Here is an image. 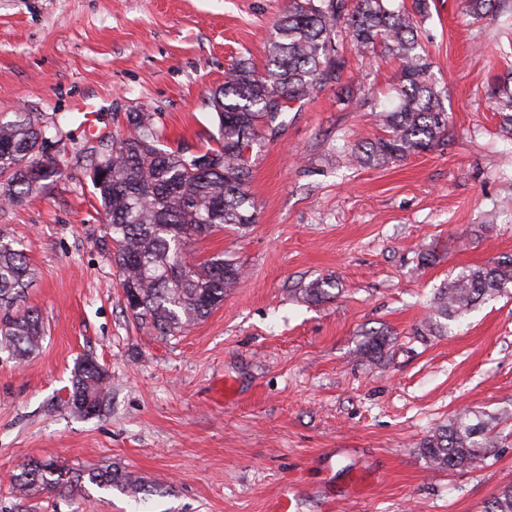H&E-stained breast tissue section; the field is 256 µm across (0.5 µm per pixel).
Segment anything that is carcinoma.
<instances>
[{"mask_svg":"<svg viewBox=\"0 0 512 512\" xmlns=\"http://www.w3.org/2000/svg\"><path fill=\"white\" fill-rule=\"evenodd\" d=\"M505 0H466L475 16L497 13ZM360 50H379L399 61L395 110L383 114L385 136L352 149L361 164L401 161L428 151L449 137L445 89L429 77L430 63L419 52L417 20L391 0H288L269 40L265 70L241 57L212 92L219 136L200 153L157 147L159 129L150 112H131L132 132L107 146L98 163L105 173L92 180L105 212L102 244L121 274L126 310L162 337L177 336L206 318L242 275V268L220 253L193 259L188 244L229 224L239 229L256 222L248 189L253 145L275 135L279 118L296 102L340 82L344 39ZM40 132L29 118L0 121V177L30 190L61 173L59 163L39 157ZM32 269L23 250L0 233V308H9L29 284ZM512 259L493 268L470 267L435 298V312L448 319L477 302L508 292ZM44 326L33 312L0 317V348L23 358L33 353ZM387 335L373 332L360 354L376 359ZM110 376L92 358H83L72 377L69 401L86 415L98 414L108 397ZM503 416L464 408L420 443L438 469H475L498 446L494 429ZM100 487L139 493L149 483L119 469H92L77 476L51 461H34L14 476L16 494L69 493L82 479ZM483 512H512V484L493 495Z\"/></svg>","mask_w":512,"mask_h":512,"instance_id":"1","label":"carcinoma"}]
</instances>
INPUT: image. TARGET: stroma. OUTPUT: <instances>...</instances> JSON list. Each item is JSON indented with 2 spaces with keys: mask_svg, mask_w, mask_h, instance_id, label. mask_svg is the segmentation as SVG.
<instances>
[{
  "mask_svg": "<svg viewBox=\"0 0 512 512\" xmlns=\"http://www.w3.org/2000/svg\"><path fill=\"white\" fill-rule=\"evenodd\" d=\"M288 0H0V120L29 115L54 182L0 207V229L35 278L14 313L46 329L24 359L0 351V512H481L512 484V417L484 466L429 464L423 438L465 406L512 414V294L454 320L433 301L473 265L512 258V122L492 91L512 72V12L476 17L429 0L417 18L432 80L447 88L451 136L404 160L355 165L383 134L398 63L345 46L340 83L293 104L255 145L256 222L191 252L244 277L206 319L157 336L125 308L102 244L89 178L105 137L151 112L160 146L206 150L213 90L241 56L263 68ZM332 282L331 296L300 290ZM391 343L380 361L359 347ZM109 373L101 414L71 407L76 364ZM33 461L147 477L137 495L84 484L74 495L15 496Z\"/></svg>",
  "mask_w": 512,
  "mask_h": 512,
  "instance_id": "35a3bbf8",
  "label": "stroma"
}]
</instances>
